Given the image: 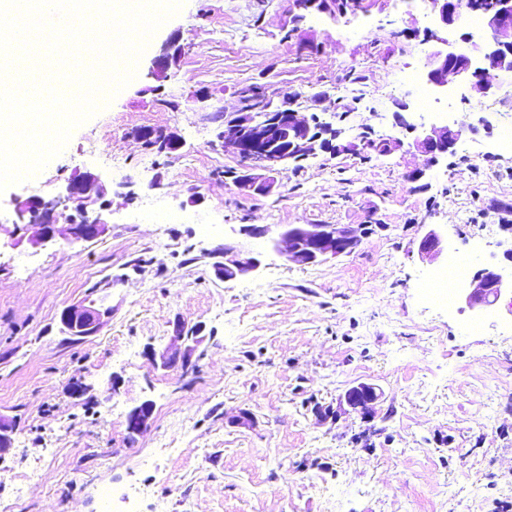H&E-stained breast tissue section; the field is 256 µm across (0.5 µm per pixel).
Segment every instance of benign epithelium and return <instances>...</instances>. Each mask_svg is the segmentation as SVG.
Segmentation results:
<instances>
[{
  "instance_id": "1",
  "label": "benign epithelium",
  "mask_w": 512,
  "mask_h": 512,
  "mask_svg": "<svg viewBox=\"0 0 512 512\" xmlns=\"http://www.w3.org/2000/svg\"><path fill=\"white\" fill-rule=\"evenodd\" d=\"M465 4L462 0H433L434 28L426 29L425 42H434L435 48L426 55L424 79L434 91L442 92L450 86L474 84L486 95L498 90L497 84L488 79L490 71L512 72V0H491L490 6L481 10L484 35L481 41L473 34L461 37L462 43H450L438 32L448 29L461 19ZM180 38L169 37L152 62L151 74L159 78L181 57ZM399 123L415 133L412 146L428 155V166L433 167L455 153L461 130L448 125H415L405 118ZM148 149L159 153L172 151L179 140L157 129H136L132 132ZM239 162V170L230 173L233 185L242 193L267 196L276 186L275 174L289 165L306 160L329 146L323 132L312 129L298 112L288 108V101L272 112H260L249 107L244 112L225 116L224 131L213 143ZM105 187L101 178L85 172L68 182L66 200L85 209L92 203L103 201ZM58 202L41 197H29L18 202L20 217L39 227V234L29 239L32 247L60 237L68 242H88L102 237L108 225L100 218L84 217L80 222L58 226ZM365 228L333 224H287L275 233L274 244L286 260L301 265L315 264L331 253L335 256L352 252L361 242ZM442 237L431 232L419 246L420 253L431 260L444 251ZM215 274L226 282L237 280L255 271L261 260L257 256L242 257L234 248L224 244L211 252ZM506 290L512 291V273L497 267H483L472 276L463 294L464 302L471 309L492 305ZM110 314V310L94 306L73 305L61 315L64 328L72 336L87 338L96 334ZM203 327L173 322L170 346L158 353L147 348L154 365L163 370L178 364L187 365L193 353L204 340ZM379 399L376 388L360 384L348 390L344 402L353 412L366 415ZM154 412L150 400L132 408L126 417L127 430L140 434L147 429ZM15 426L0 416V459L12 449Z\"/></svg>"
}]
</instances>
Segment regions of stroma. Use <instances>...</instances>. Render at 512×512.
Here are the masks:
<instances>
[{"label": "stroma", "instance_id": "1", "mask_svg": "<svg viewBox=\"0 0 512 512\" xmlns=\"http://www.w3.org/2000/svg\"><path fill=\"white\" fill-rule=\"evenodd\" d=\"M294 2L184 0L134 78L33 178L0 192V413L17 420L0 512H100L105 485L138 512H512V295L485 313L491 329H468L464 302L446 311L423 298L447 261L419 252L432 230L449 255L485 264L512 247V152L496 146L512 82L499 83L500 111L480 115L483 94L452 87L464 141L428 166L397 124L420 123L419 93L396 81L425 68L431 0H356L297 24ZM174 32L178 64L150 77ZM248 87L329 124L336 144L368 131L403 146L321 152L270 196L242 194L225 175L237 160L213 144L216 108L240 110ZM200 92L210 103H188ZM140 127L173 133L179 150L145 149ZM421 169L420 188L407 176ZM85 171L107 186L105 206L87 210L107 233L31 247L16 199L62 195ZM150 205L183 220L143 219ZM244 224L370 230L351 253L298 265ZM226 243L261 253L259 269L217 278L208 254ZM90 303L109 316L70 337L63 310ZM176 319L205 340L189 370L155 368L145 349L163 351ZM361 383L382 392L372 412L341 411ZM145 400L151 423L129 434L126 415Z\"/></svg>", "mask_w": 512, "mask_h": 512}]
</instances>
